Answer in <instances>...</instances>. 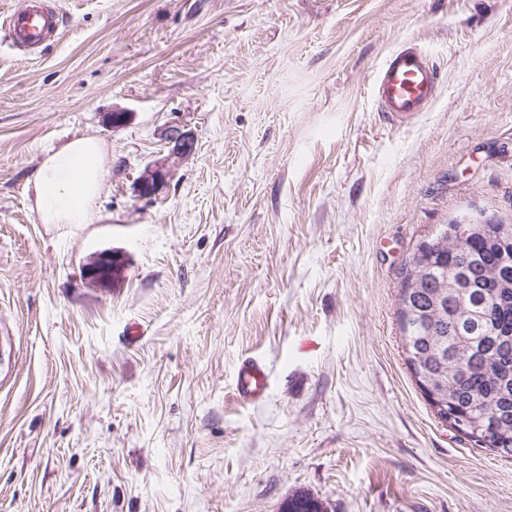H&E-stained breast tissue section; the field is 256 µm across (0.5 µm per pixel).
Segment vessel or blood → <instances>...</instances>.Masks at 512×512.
<instances>
[{
    "label": "vessel or blood",
    "instance_id": "b4317fda",
    "mask_svg": "<svg viewBox=\"0 0 512 512\" xmlns=\"http://www.w3.org/2000/svg\"><path fill=\"white\" fill-rule=\"evenodd\" d=\"M62 13L50 0H27L24 8L11 14L5 36L18 49L32 51L54 40L60 31ZM438 75L426 55L414 47L391 52L375 79L376 98L392 119L402 121L425 111L433 101ZM266 390V372L256 360H244L235 383L237 398L255 402Z\"/></svg>",
    "mask_w": 512,
    "mask_h": 512
}]
</instances>
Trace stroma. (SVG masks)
<instances>
[{"label":"stroma","instance_id":"1","mask_svg":"<svg viewBox=\"0 0 512 512\" xmlns=\"http://www.w3.org/2000/svg\"><path fill=\"white\" fill-rule=\"evenodd\" d=\"M58 3L45 48L0 43V512H512V459L437 417L396 307L439 225L512 223V0ZM408 44L438 92L393 123L374 77ZM85 136L91 223H41L38 168ZM166 139L170 155L188 156L194 151V140L180 127L174 126L169 129ZM168 169L164 161L148 165L138 178L139 194L142 198L156 195L160 186L165 182ZM125 265L124 257L112 250L91 254L83 265L84 279L97 288H108L117 272ZM266 391V372L256 360L242 362L235 383L237 398L245 404L255 402Z\"/></svg>","mask_w":512,"mask_h":512}]
</instances>
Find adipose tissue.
<instances>
[{
    "label": "adipose tissue",
    "mask_w": 512,
    "mask_h": 512,
    "mask_svg": "<svg viewBox=\"0 0 512 512\" xmlns=\"http://www.w3.org/2000/svg\"><path fill=\"white\" fill-rule=\"evenodd\" d=\"M108 171L103 144L74 139L46 155L34 178L35 208L45 224H88Z\"/></svg>",
    "instance_id": "ef3b65f1"
}]
</instances>
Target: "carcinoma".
<instances>
[{
    "label": "carcinoma",
    "mask_w": 512,
    "mask_h": 512,
    "mask_svg": "<svg viewBox=\"0 0 512 512\" xmlns=\"http://www.w3.org/2000/svg\"><path fill=\"white\" fill-rule=\"evenodd\" d=\"M414 375L483 447L512 458V224H453L405 264L397 295ZM288 512H324L308 493Z\"/></svg>",
    "instance_id": "obj_1"
}]
</instances>
